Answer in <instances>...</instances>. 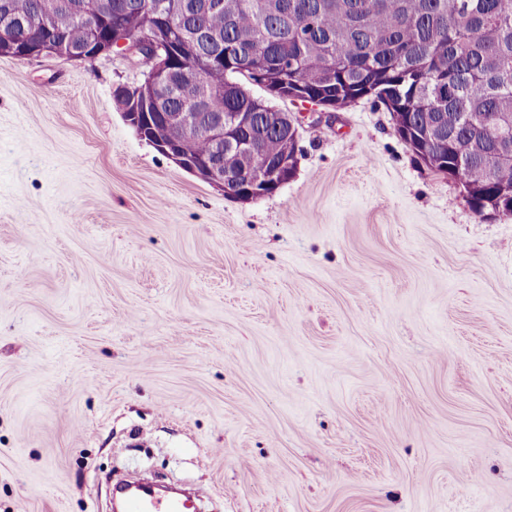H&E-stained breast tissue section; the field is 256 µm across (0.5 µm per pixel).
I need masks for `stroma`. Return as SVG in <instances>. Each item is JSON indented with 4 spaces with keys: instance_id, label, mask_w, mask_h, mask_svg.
<instances>
[{
    "instance_id": "1",
    "label": "stroma",
    "mask_w": 512,
    "mask_h": 512,
    "mask_svg": "<svg viewBox=\"0 0 512 512\" xmlns=\"http://www.w3.org/2000/svg\"><path fill=\"white\" fill-rule=\"evenodd\" d=\"M145 67L0 57V512H512V216H479L384 104L288 113L238 202L115 105ZM125 509L127 512H184L182 504L176 499L135 493L125 495Z\"/></svg>"
}]
</instances>
